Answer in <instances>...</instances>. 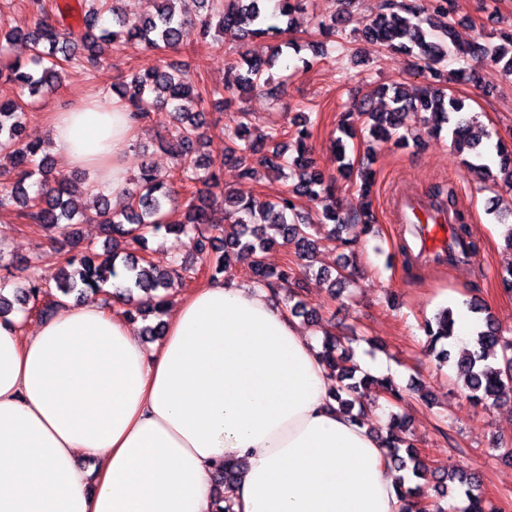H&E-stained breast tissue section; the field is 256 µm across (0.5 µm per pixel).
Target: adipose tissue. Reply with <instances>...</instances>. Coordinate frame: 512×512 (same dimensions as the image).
<instances>
[{"label":"adipose tissue","instance_id":"adipose-tissue-1","mask_svg":"<svg viewBox=\"0 0 512 512\" xmlns=\"http://www.w3.org/2000/svg\"><path fill=\"white\" fill-rule=\"evenodd\" d=\"M50 128L90 185L124 188L137 123L118 98ZM22 323L0 321V512H212L228 458L244 466L234 512L404 510L381 441L339 410L317 343L267 288L195 289L150 349L96 300Z\"/></svg>","mask_w":512,"mask_h":512}]
</instances>
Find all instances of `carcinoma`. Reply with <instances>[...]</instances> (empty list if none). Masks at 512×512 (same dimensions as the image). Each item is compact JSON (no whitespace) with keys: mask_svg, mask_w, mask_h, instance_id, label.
Here are the masks:
<instances>
[{"mask_svg":"<svg viewBox=\"0 0 512 512\" xmlns=\"http://www.w3.org/2000/svg\"><path fill=\"white\" fill-rule=\"evenodd\" d=\"M37 19L34 29H19L0 34V52L16 41L28 44L30 55L25 63L14 62L0 69V80L15 85L19 95L6 102L0 100V162H9L4 174L9 181L0 187V209L16 208L17 217L36 233H53L61 244L70 248L64 255L55 285L36 279L27 287L18 288L13 297L0 288V318L22 304L41 317L51 313L60 298L74 295L84 300L97 299L103 286L118 276L117 266L126 271V284L116 287L115 296L123 304L131 302V293L138 289L154 293L147 312L157 317L164 314L165 292L178 285L184 287L203 269L208 280L224 275L233 264L240 265L248 279L261 284L274 294L288 285L294 266L310 268L316 261L323 240L336 242L343 250L352 242L343 237V228L361 224L364 232H373L376 216L367 200L362 209L345 217L335 201L336 177L324 173L307 144L308 117L291 120V125L274 124L265 131L251 135L255 117L245 107H234L240 97L236 92L268 91L273 82L270 70L282 53L274 47L265 60L241 52L228 62L223 89L198 91L192 76L161 60L143 72H135L112 86V94L123 101L135 119L147 113L166 110L172 113L170 137L176 141L172 152L179 187L160 176L145 164L138 176L124 190L113 195L99 191L102 226L105 234L103 251L82 245L76 224L78 211L72 202L74 189L54 186L49 180L50 156L41 142H28L23 137L25 106L23 96L54 92L63 84L69 66L92 71L101 61L102 42H140L154 53H164L181 45L186 31H195L201 45L217 41L226 29L241 32L242 39L252 37L277 38L292 28L293 15L303 9L304 0H274L271 15L264 14L265 0H156V13L144 18L129 17L120 6L121 0H88L83 25L76 30L46 16L43 0H29ZM340 9L320 22V34L331 36L343 21L350 0H337ZM388 13H379L362 29L361 37L387 49L411 56L416 66L428 74L427 84L408 92L400 84L383 89L391 93L392 107L387 112L366 108L365 117L370 136L376 142L396 147L409 146L408 136L401 132L410 112L430 113L423 117L430 131L450 125L454 149L468 155L460 162L468 169L486 175L496 184L512 189V148L503 143L496 146V163L491 167L482 162L485 145L483 131H474V121L467 117L465 99L448 92V83L474 78L469 61H487L512 73V31L501 35L502 43L492 41L459 44L452 25L447 21L453 10L452 0H388ZM460 67L448 72V59ZM224 110L234 109L231 120L234 135L240 140L224 147V161L238 168L246 182L256 180L264 169L292 184L274 201L264 200L252 192L225 191L216 171L204 151L207 139L206 105ZM338 172L346 178L358 177L362 196H370L374 173L367 167L353 170L345 162L346 147L338 140ZM40 174V189L29 191V180ZM203 188H198V185ZM186 203L181 218L168 220V208L177 206L180 196ZM317 201L321 210L313 219L302 212L300 200ZM224 210V222L215 220L214 207ZM464 217L454 227V237L462 246V254L475 257L478 249L471 240ZM261 224H270L279 231L281 241L266 236ZM160 233L184 236L193 256L191 261L171 259L160 265L151 256L149 238ZM278 244L293 253L295 260L272 268L265 254ZM485 329L477 332L471 343L460 350L456 369L464 379L465 397L478 404L488 399L499 400L512 389V340L504 337L494 318L484 317ZM427 348L437 352L442 362L450 360L448 339L454 337L453 311L446 309L424 322ZM502 351L503 365L492 361L496 349ZM318 355L336 379L333 398L340 409L350 413L355 395L361 391L374 394L392 406L404 401V391L389 377L371 375L352 362L351 349L342 345L340 337L330 331L323 334ZM410 421L402 413L389 415L385 433L380 436L387 449L388 463L400 475L396 476L401 497L407 502V512H446L442 501L447 483H458L468 501L467 512H502L486 509L482 483L475 472H459L448 479L436 476L422 460L410 442ZM242 464L225 460L215 465L214 481L221 488L215 498V512H232V501L224 495L238 484Z\"/></svg>","mask_w":512,"mask_h":512,"instance_id":"carcinoma-1","label":"carcinoma"}]
</instances>
